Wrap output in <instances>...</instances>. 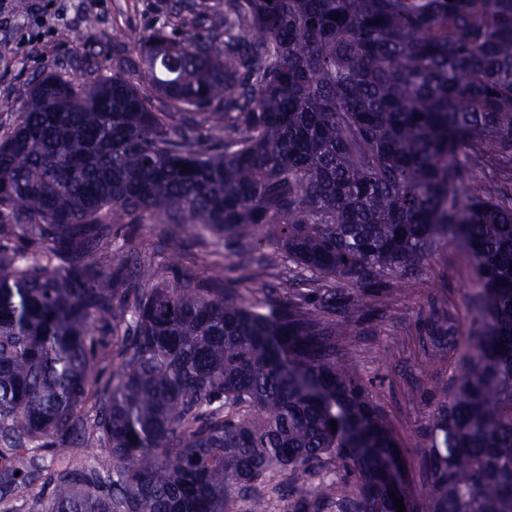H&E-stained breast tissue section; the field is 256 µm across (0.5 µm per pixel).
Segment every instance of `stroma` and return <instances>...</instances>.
I'll use <instances>...</instances> for the list:
<instances>
[{"label":"stroma","mask_w":512,"mask_h":512,"mask_svg":"<svg viewBox=\"0 0 512 512\" xmlns=\"http://www.w3.org/2000/svg\"><path fill=\"white\" fill-rule=\"evenodd\" d=\"M175 7L176 0H0V99L50 66L79 75L92 59L100 75H111L119 58L137 56L126 32L174 19ZM475 286L470 252L456 242L440 243L418 285L373 322L352 351L359 372L375 382L417 498L427 488L418 435L433 409L430 387L460 359L456 353L443 361L421 357L422 320L434 303L447 308L457 335H469Z\"/></svg>","instance_id":"1"}]
</instances>
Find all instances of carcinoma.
Listing matches in <instances>:
<instances>
[{"instance_id": "carcinoma-1", "label": "carcinoma", "mask_w": 512, "mask_h": 512, "mask_svg": "<svg viewBox=\"0 0 512 512\" xmlns=\"http://www.w3.org/2000/svg\"><path fill=\"white\" fill-rule=\"evenodd\" d=\"M180 10L211 34L129 35L159 105L51 68L0 132V512H397L342 351L442 240L478 288L415 512H512V0ZM147 218L276 243L280 300L111 249Z\"/></svg>"}]
</instances>
